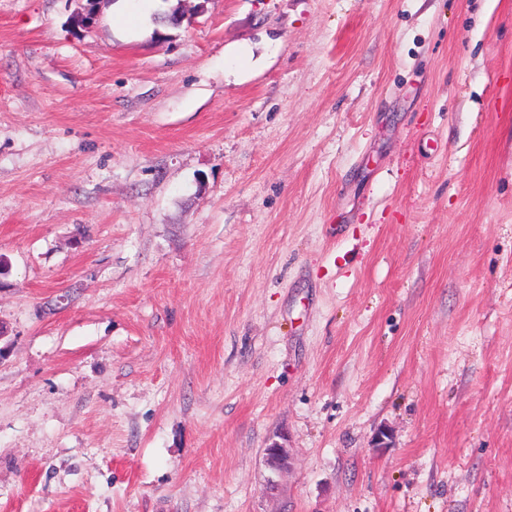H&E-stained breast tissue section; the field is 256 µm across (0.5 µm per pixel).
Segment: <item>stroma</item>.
Here are the masks:
<instances>
[{
    "instance_id": "1",
    "label": "stroma",
    "mask_w": 512,
    "mask_h": 512,
    "mask_svg": "<svg viewBox=\"0 0 512 512\" xmlns=\"http://www.w3.org/2000/svg\"><path fill=\"white\" fill-rule=\"evenodd\" d=\"M84 2L0 0V512H512V0ZM268 467L273 472L281 473L288 468V448L282 442L271 440L264 449Z\"/></svg>"
}]
</instances>
